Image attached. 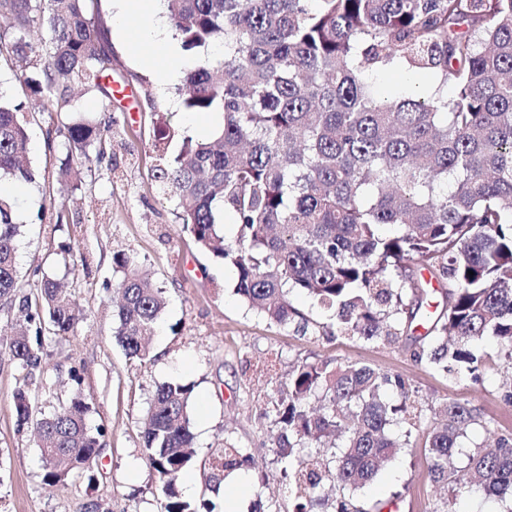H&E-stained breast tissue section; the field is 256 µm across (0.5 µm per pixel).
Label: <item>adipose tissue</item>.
Wrapping results in <instances>:
<instances>
[{
	"mask_svg": "<svg viewBox=\"0 0 512 512\" xmlns=\"http://www.w3.org/2000/svg\"><path fill=\"white\" fill-rule=\"evenodd\" d=\"M117 2L120 16L137 14L152 18V25L142 29L132 41L133 46L150 50V66L163 76H170L181 71L185 67L186 61L181 57L175 45L168 43L163 24L155 21V0H117Z\"/></svg>",
	"mask_w": 512,
	"mask_h": 512,
	"instance_id": "adipose-tissue-1",
	"label": "adipose tissue"
}]
</instances>
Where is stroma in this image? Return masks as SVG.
Here are the masks:
<instances>
[{"label":"stroma","instance_id":"stroma-1","mask_svg":"<svg viewBox=\"0 0 512 512\" xmlns=\"http://www.w3.org/2000/svg\"><path fill=\"white\" fill-rule=\"evenodd\" d=\"M114 75L142 86L134 111L113 105L116 170L84 166L75 190L55 180L64 156L58 138L49 137L50 101L30 99L26 160L35 183L22 184L12 200L21 225L18 267L21 296L35 297L42 274L70 288L85 318L74 334L49 339V362L26 367L10 359L6 344L20 319L18 308L0 307V512H157V479L141 439V422L157 384L192 385L189 405L197 456L188 473L195 487L188 500H212L215 512L238 503V512H294L295 496L276 454L275 406L288 388L289 371L303 361L332 359L368 364L405 378L426 401L454 398L480 409L482 422L458 440L448 461L450 479L462 488L458 512H512V501L468 487L466 455L487 442L486 428L512 434V403L504 386L512 379L492 343L480 350L487 359L482 381L448 378L412 356L411 337L387 345L345 337L301 335L254 314L233 291V267L202 253L183 231L175 200L153 177V116L198 138L210 125L194 123L184 109L182 76L161 83L143 52L113 42ZM65 221H58V214ZM135 257L165 290L167 306L139 360L126 355L112 334V296L117 275L112 254ZM35 396L34 413H52L76 395L90 403L88 428L97 434L98 455L65 483L44 480V464L32 428L21 429L13 404L17 389ZM409 434L412 447L355 494L366 512L400 497L404 512H434L447 490L435 483L422 448L425 427ZM231 443L252 458L234 477L213 487L207 463Z\"/></svg>","mask_w":512,"mask_h":512}]
</instances>
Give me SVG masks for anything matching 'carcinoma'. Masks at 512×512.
I'll return each mask as SVG.
<instances>
[{
  "label": "carcinoma",
  "mask_w": 512,
  "mask_h": 512,
  "mask_svg": "<svg viewBox=\"0 0 512 512\" xmlns=\"http://www.w3.org/2000/svg\"><path fill=\"white\" fill-rule=\"evenodd\" d=\"M90 0H0V53L48 56L43 78L23 94L69 114L54 133L66 150L62 189L80 168L112 158L109 29ZM175 38L195 55L215 43L224 57L187 74L183 106L222 121L208 139L153 121L156 178L176 199L178 218L198 249L235 269L234 292L267 321L305 335L314 322L292 292L336 315L322 336L394 344L419 321L413 358L454 379L484 375L474 345L486 338L512 362V0H168ZM47 31L48 42L30 37ZM398 69L434 79L423 94L377 96L367 77ZM100 94L103 116L74 104L73 86ZM453 90L448 95L447 90ZM23 101L0 91V179L31 183L22 162L28 139ZM179 149L170 150L174 139ZM233 215L235 234L217 230L215 211ZM19 224L0 196V305L20 288ZM121 277L113 335L132 358L147 355L166 307L163 288L137 260L113 254ZM12 359L37 367L46 341L75 332L71 294L42 276ZM441 294L443 305L434 303ZM400 402H395L388 393ZM192 388L156 386L142 421L143 447L158 477L160 512H215L206 499L181 497L177 481L195 458ZM319 410L307 407L310 398ZM18 425L34 427L44 480L65 481L98 454L80 396L33 419L32 396H13ZM406 381L379 368L303 362L275 409L277 455L295 491L296 512H363L354 494L382 465L410 447L392 426L420 418ZM443 416L424 441L437 481L477 408L433 402ZM246 460L228 444L211 462L210 481ZM469 483L489 495L512 491V435L468 457ZM329 482L339 495H320Z\"/></svg>",
  "instance_id": "cac0c4a2"
}]
</instances>
